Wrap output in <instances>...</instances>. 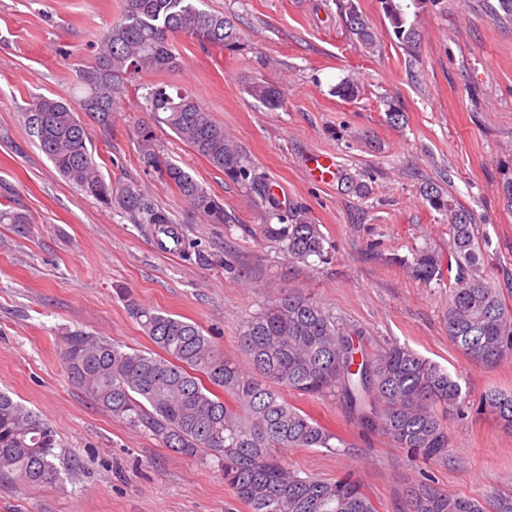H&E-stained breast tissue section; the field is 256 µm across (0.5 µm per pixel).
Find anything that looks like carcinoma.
Segmentation results:
<instances>
[{"mask_svg": "<svg viewBox=\"0 0 512 512\" xmlns=\"http://www.w3.org/2000/svg\"><path fill=\"white\" fill-rule=\"evenodd\" d=\"M200 2L123 0L120 17L98 41L94 66L80 75L85 95L78 106L38 98L24 113L29 135L58 172L86 195L163 231L172 219L135 186L106 180L87 145V121L111 125L114 98L144 88L147 111L159 115V122L213 168L255 195L269 220L264 233L285 243L289 258L323 263L328 251L321 225L295 207H280L265 178L187 90L136 83L144 73L177 64L168 44L173 33H186L203 46L237 47L235 22L199 7ZM427 2L440 0H381L394 37L411 52L420 40L415 16ZM349 27L365 48L375 46L363 15L350 12ZM249 92L270 109L282 105L278 89L266 82L252 83ZM143 164L208 223L235 219L160 151L147 148ZM427 196L447 212L451 241L446 255L432 250L415 254L411 272L425 283L441 279L445 270L454 272L444 313L448 337L464 355L493 367L512 355V307L483 272L469 210L448 207L438 193ZM129 310L153 348H127L69 331L62 336L69 377L106 412L151 433L164 447L183 456L216 457L224 482L250 512H379L352 474L324 479L302 475L285 462V448H323L335 454L344 444L289 403L288 392L336 398L350 418L404 449L410 462L448 457V411L465 402L459 381L406 346L368 353L360 332L299 289L279 291L243 322L238 343L251 360L249 371L224 356L215 338L197 324L133 300ZM479 407L512 430L511 393L488 390ZM56 445L55 431L45 420L0 392V476L27 484L57 482ZM403 496V512H485L478 499L450 496L424 473L408 483Z\"/></svg>", "mask_w": 512, "mask_h": 512, "instance_id": "obj_1", "label": "carcinoma"}]
</instances>
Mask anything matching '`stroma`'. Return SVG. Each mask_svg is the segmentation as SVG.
<instances>
[{
    "mask_svg": "<svg viewBox=\"0 0 512 512\" xmlns=\"http://www.w3.org/2000/svg\"><path fill=\"white\" fill-rule=\"evenodd\" d=\"M122 4L0 0V209L29 219L0 224V390L54 428L62 468L77 470L42 486L0 478V512H248L216 458L175 454L76 388L61 335L79 329L150 348L130 314L133 300L195 322L243 365V321L285 287L304 289L363 330L368 351L396 342L460 376L471 403L448 415L447 458L411 464L384 436L361 434L337 399L288 394L347 443L339 455L286 449L291 467L327 479L352 474L379 512H400L406 485L425 471L451 494L488 498L511 487L512 431L473 404L491 388L512 392V359L486 367L460 352L443 323L448 281L414 279L409 265L418 250H448L446 213L426 196L437 188L473 213L484 271L512 305V209L499 193L512 178V20L488 0H443L425 6L410 52L379 0H204V9L234 20L240 48L171 35L177 66L141 83L185 88L257 172L320 225L332 258L308 266L264 235L253 195L158 124L143 98L118 100L111 126H90V146L105 177L134 180L170 215L183 252L158 253L147 225L81 193L29 136L23 114L33 99L77 103L80 73ZM353 10L373 25L375 48L350 34ZM348 78L360 88L352 99L336 92ZM257 80L279 89L281 107L249 94ZM395 109L404 114L396 123ZM148 135L235 223H207L146 171ZM316 155L335 160L333 181L311 176ZM352 180L367 195L350 190Z\"/></svg>",
    "mask_w": 512,
    "mask_h": 512,
    "instance_id": "obj_1",
    "label": "stroma"
}]
</instances>
